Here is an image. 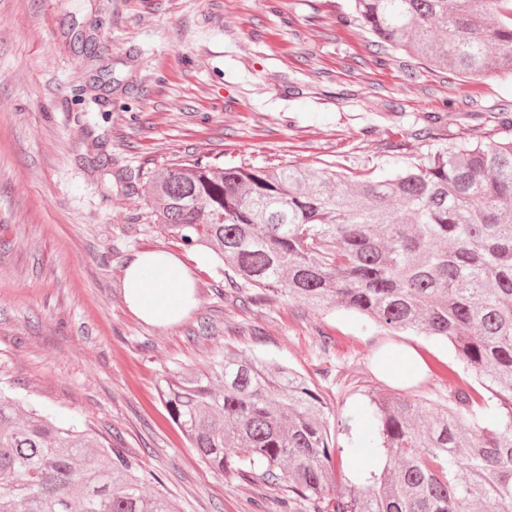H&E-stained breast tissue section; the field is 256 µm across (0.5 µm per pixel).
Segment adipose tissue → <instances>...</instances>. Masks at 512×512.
I'll return each mask as SVG.
<instances>
[{"mask_svg":"<svg viewBox=\"0 0 512 512\" xmlns=\"http://www.w3.org/2000/svg\"><path fill=\"white\" fill-rule=\"evenodd\" d=\"M120 288L129 311L159 328L180 324L199 303L194 271L165 249L142 250L127 257Z\"/></svg>","mask_w":512,"mask_h":512,"instance_id":"obj_1","label":"adipose tissue"}]
</instances>
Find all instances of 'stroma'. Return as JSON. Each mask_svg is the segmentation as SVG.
<instances>
[{
  "label": "stroma",
  "instance_id": "35a3bbf8",
  "mask_svg": "<svg viewBox=\"0 0 512 512\" xmlns=\"http://www.w3.org/2000/svg\"><path fill=\"white\" fill-rule=\"evenodd\" d=\"M347 0H0V388L88 424L159 478L175 512H257L168 423L163 372L235 349L321 387L330 420L393 389L375 351L453 350L292 301L242 305L205 253L197 309L167 328L127 310L132 252H181L148 183L187 158L227 165L395 166L504 138L512 78L435 72L339 26ZM337 340L330 351L320 335Z\"/></svg>",
  "mask_w": 512,
  "mask_h": 512
}]
</instances>
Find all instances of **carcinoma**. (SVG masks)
<instances>
[{
    "label": "carcinoma",
    "instance_id": "1",
    "mask_svg": "<svg viewBox=\"0 0 512 512\" xmlns=\"http://www.w3.org/2000/svg\"><path fill=\"white\" fill-rule=\"evenodd\" d=\"M340 22L477 79L512 75V0H348ZM154 222L211 250L243 305L343 309L451 343L447 404L370 396L331 431L320 387L235 350L160 379L215 474L282 487L280 512H512V136L359 174L192 159L149 186ZM368 462L345 470L362 451ZM0 512H173L120 448L0 392Z\"/></svg>",
    "mask_w": 512,
    "mask_h": 512
}]
</instances>
